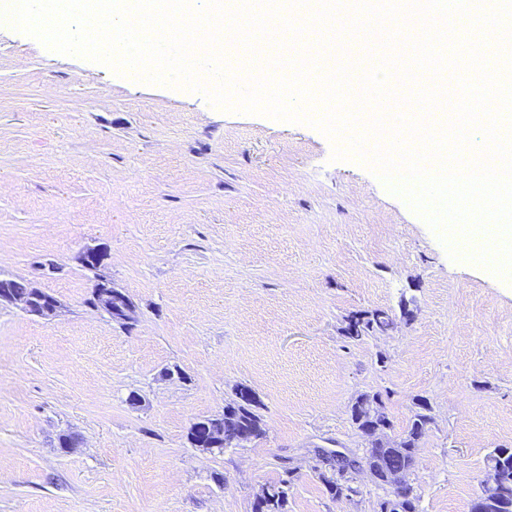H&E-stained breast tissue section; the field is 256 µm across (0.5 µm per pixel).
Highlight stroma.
I'll return each mask as SVG.
<instances>
[{"label": "stroma", "mask_w": 512, "mask_h": 512, "mask_svg": "<svg viewBox=\"0 0 512 512\" xmlns=\"http://www.w3.org/2000/svg\"><path fill=\"white\" fill-rule=\"evenodd\" d=\"M334 147L0 25V273L62 304L0 306V512H253L286 466L288 512H375L383 488L360 475L338 499L315 469L325 451L362 461L350 408L374 393L394 440L431 409L418 512H470L488 454L512 448V275L453 260ZM94 246L130 325L87 304ZM375 310L393 329L348 340ZM243 386L265 435L191 448V422Z\"/></svg>", "instance_id": "stroma-1"}]
</instances>
